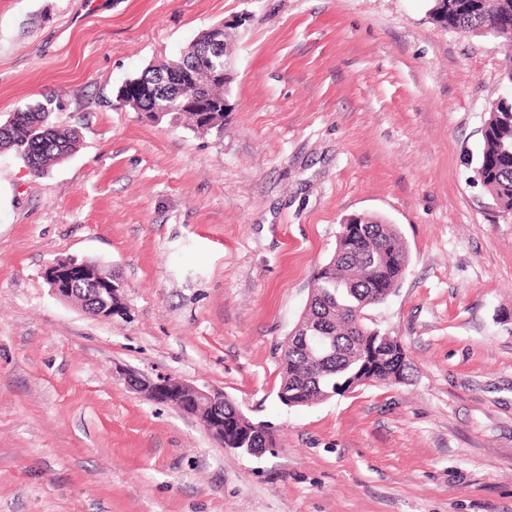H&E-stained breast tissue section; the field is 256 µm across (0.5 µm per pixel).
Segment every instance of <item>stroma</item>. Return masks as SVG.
Returning a JSON list of instances; mask_svg holds the SVG:
<instances>
[{
  "label": "stroma",
  "instance_id": "obj_1",
  "mask_svg": "<svg viewBox=\"0 0 512 512\" xmlns=\"http://www.w3.org/2000/svg\"><path fill=\"white\" fill-rule=\"evenodd\" d=\"M0 0V118L53 92L77 151L36 177L0 153V512H512V212L474 172L511 86L503 40L428 0ZM226 22L224 133L118 87ZM409 254L369 315L398 384L283 406L282 344L345 218ZM112 267L125 317L43 278ZM217 389L273 450L227 448L122 373ZM81 266L82 263L77 258L70 257L48 265L44 270V277L50 286L51 292L57 298L78 305L83 309V301L76 296L74 288H67L68 280L71 277L81 275L79 272L73 273ZM62 279H65V284L62 283Z\"/></svg>",
  "mask_w": 512,
  "mask_h": 512
}]
</instances>
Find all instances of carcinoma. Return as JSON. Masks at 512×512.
I'll use <instances>...</instances> for the list:
<instances>
[{"instance_id": "1", "label": "carcinoma", "mask_w": 512, "mask_h": 512, "mask_svg": "<svg viewBox=\"0 0 512 512\" xmlns=\"http://www.w3.org/2000/svg\"><path fill=\"white\" fill-rule=\"evenodd\" d=\"M434 21L458 33L492 36L505 40L508 55L504 78L512 84V0H430ZM150 66L129 81V92L144 110L160 99L151 80ZM197 108L183 98L165 99L169 110L162 117L193 132L224 131V102L218 96L197 91ZM62 96L51 94L0 120V153L8 151L35 176L69 158L79 147L75 129H61L52 114L61 108ZM475 173L495 204L512 212V95L492 103L482 129ZM351 237L340 238L332 257L314 277V295L300 319L307 334L322 337V352L289 341L281 362L280 388L297 403H318L348 391L351 378L366 374L367 383L406 379L408 359L397 339L386 333L367 336L372 320L356 321L383 303L404 276L409 255L396 225L378 215L349 217ZM239 408L224 401V437L239 448H268V433L243 427Z\"/></svg>"}]
</instances>
